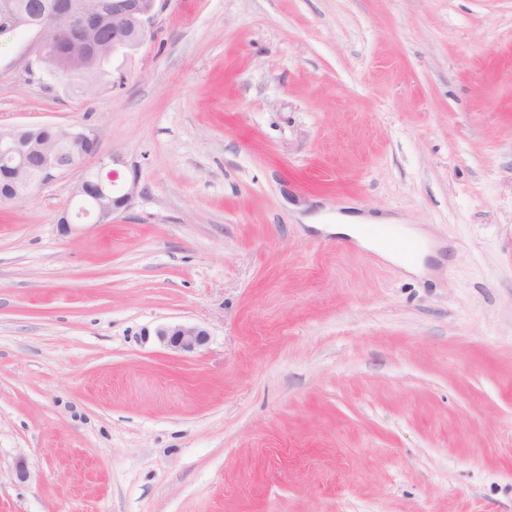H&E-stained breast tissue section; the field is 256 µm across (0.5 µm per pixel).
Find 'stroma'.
<instances>
[{
	"mask_svg": "<svg viewBox=\"0 0 512 512\" xmlns=\"http://www.w3.org/2000/svg\"><path fill=\"white\" fill-rule=\"evenodd\" d=\"M30 46L0 126L141 193L0 205V512H512V0H167L89 97ZM52 126L53 127H44L43 133L54 137L56 135L55 128H57L63 136L62 141L75 140L77 145H83L84 150L81 152V158L79 160H75L72 153L65 154L61 151V141L57 143L52 149L46 148V151L40 152L39 161L43 167V170L48 174L49 177L46 182L36 187L38 190L54 183L57 180L65 178L70 172L80 167L87 158L98 156L97 143L94 137L83 131L63 128L55 125ZM99 168L85 169L81 177L74 184L72 198L77 203H85L89 210L84 215L75 214L76 219L91 218L95 223L105 222L112 218L114 213L126 209L139 193L138 182L135 178L130 181L118 183L120 173L114 166H124V159L117 154L98 159ZM112 166V169L102 176V170ZM93 173V177L90 175ZM112 202V210H111ZM154 334L164 346L179 353H193L204 345L208 332L198 325L170 323L159 325Z\"/></svg>",
	"mask_w": 512,
	"mask_h": 512,
	"instance_id": "1",
	"label": "stroma"
}]
</instances>
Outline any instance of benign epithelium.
I'll return each mask as SVG.
<instances>
[{"instance_id":"7a95c632","label":"benign epithelium","mask_w":512,"mask_h":512,"mask_svg":"<svg viewBox=\"0 0 512 512\" xmlns=\"http://www.w3.org/2000/svg\"><path fill=\"white\" fill-rule=\"evenodd\" d=\"M162 8L163 0H112L110 3L100 0L93 10L74 11L69 4H63L59 16L64 31L81 39H89L101 25L107 10H112V54L128 55L137 51L153 36ZM56 37L57 33L47 28L35 30V42L32 45L34 59L30 69L49 74L45 63ZM31 129V125L0 127V148H5L4 159L13 165L10 178L16 185H29L28 165L36 158L40 159L43 170L48 174L47 181L38 185L41 189L65 178L87 158L98 155L94 137L83 131L63 127L58 128L62 140H74L84 147L81 158L76 160L73 155L63 153L58 144L39 154L29 136ZM123 165L124 159L112 154L99 158L98 169L84 170L72 189V198L88 206L82 218H91L97 223L105 222L112 218L115 211L125 209L132 203L139 193V186L134 179L119 182L118 167ZM105 168L108 172L104 174L102 170ZM154 335L160 343L175 352L193 353L204 345L208 332L198 325L170 323L159 325Z\"/></svg>"}]
</instances>
